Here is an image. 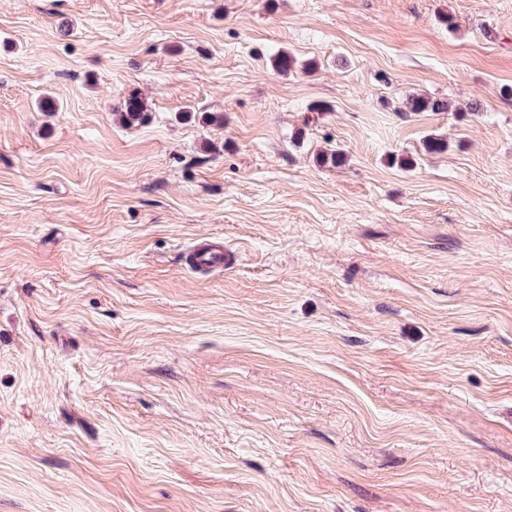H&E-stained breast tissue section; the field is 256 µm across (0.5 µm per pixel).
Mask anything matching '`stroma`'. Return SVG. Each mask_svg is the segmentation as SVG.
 <instances>
[{
  "mask_svg": "<svg viewBox=\"0 0 512 512\" xmlns=\"http://www.w3.org/2000/svg\"><path fill=\"white\" fill-rule=\"evenodd\" d=\"M510 87L512 0H0V512H512ZM188 257L189 265L199 271L222 272L232 265L234 254L224 242L202 240L190 247Z\"/></svg>",
  "mask_w": 512,
  "mask_h": 512,
  "instance_id": "1",
  "label": "stroma"
}]
</instances>
